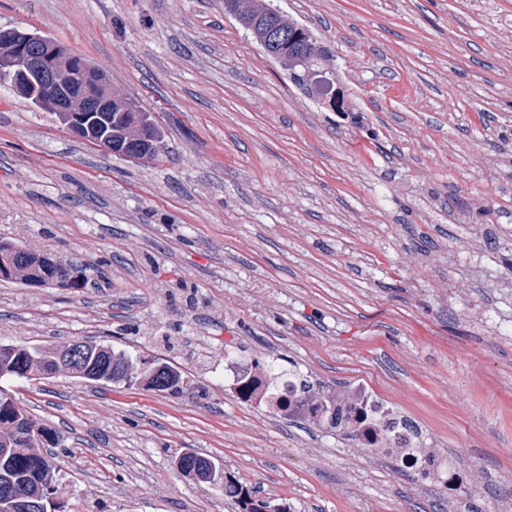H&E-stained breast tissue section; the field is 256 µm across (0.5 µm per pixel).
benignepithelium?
I'll list each match as a JSON object with an SVG mask.
<instances>
[{"mask_svg":"<svg viewBox=\"0 0 512 512\" xmlns=\"http://www.w3.org/2000/svg\"><path fill=\"white\" fill-rule=\"evenodd\" d=\"M63 47L36 32H23V39L0 38V74L23 79L24 92L39 108L54 112L75 136L112 150L102 134L101 114L112 111L124 99L112 93V80L100 67L76 63L62 54ZM50 86L58 93L43 94ZM86 341L76 340L62 349L57 367L68 369L84 361Z\"/></svg>","mask_w":512,"mask_h":512,"instance_id":"obj_1","label":"benign epithelium"}]
</instances>
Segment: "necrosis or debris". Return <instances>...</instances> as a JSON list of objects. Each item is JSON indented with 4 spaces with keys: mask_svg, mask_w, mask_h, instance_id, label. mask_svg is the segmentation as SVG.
I'll list each match as a JSON object with an SVG mask.
<instances>
[{
    "mask_svg": "<svg viewBox=\"0 0 512 512\" xmlns=\"http://www.w3.org/2000/svg\"><path fill=\"white\" fill-rule=\"evenodd\" d=\"M224 378L241 398L267 403L280 417H300L346 438L387 462L395 474H412L427 487L447 485L452 495L467 483L453 456L433 453L435 434L404 407L382 397L368 377H358L339 394L322 383L301 392L287 389L282 378L268 375L254 359L228 353Z\"/></svg>",
    "mask_w": 512,
    "mask_h": 512,
    "instance_id": "obj_1",
    "label": "necrosis or debris"
}]
</instances>
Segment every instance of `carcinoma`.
Listing matches in <instances>:
<instances>
[{"mask_svg": "<svg viewBox=\"0 0 512 512\" xmlns=\"http://www.w3.org/2000/svg\"><path fill=\"white\" fill-rule=\"evenodd\" d=\"M270 14L278 16L286 29V35L280 43V55L282 61L297 73V83L304 86L309 83L322 85L319 66L322 50L317 48L318 42L311 31L287 21L279 12L264 5L262 0H238V21L243 25H249L256 18ZM301 44L310 46V50L295 65L294 55ZM148 119V114L136 105L125 111L113 109L107 123L112 142L125 151L145 146L136 135L135 125ZM1 261L6 262L9 268V279L21 284L33 276L39 277L46 284L59 277H68V288H80L84 284L73 264L63 260L58 268L44 267L41 265V253L11 243H0ZM107 357L112 360V367L105 368L92 378L85 374L84 365L68 370L66 374L88 382H122L133 385L137 383V377L128 373L129 367L142 369L148 364L152 369L144 375L147 387L171 394H177L183 389L181 372L168 363L163 364L162 370L158 372L154 369L157 365L155 361L149 364L145 359L138 360L113 351L107 353ZM29 369L42 373L44 378L60 374V370L56 369L53 351L18 347L12 355H0V379L25 378ZM54 444L52 432L38 425L12 397L0 390V512H27L25 500L36 496L44 504L43 512H58L61 508L58 498L63 491L62 465L59 454L42 452V449ZM180 468L183 475L208 484L212 492L236 499L241 512H288L281 504L256 498L254 492L242 483L229 480L211 459L195 452H186L180 457Z\"/></svg>", "mask_w": 512, "mask_h": 512, "instance_id": "cac0c4a2", "label": "carcinoma"}]
</instances>
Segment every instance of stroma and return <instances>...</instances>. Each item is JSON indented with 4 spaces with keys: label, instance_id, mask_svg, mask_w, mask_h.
I'll return each instance as SVG.
<instances>
[{
    "label": "stroma",
    "instance_id": "1",
    "mask_svg": "<svg viewBox=\"0 0 512 512\" xmlns=\"http://www.w3.org/2000/svg\"><path fill=\"white\" fill-rule=\"evenodd\" d=\"M327 51L351 109L297 86L224 0H0L138 100L164 149L133 161L0 83V241L81 288L0 281V344L90 338L163 360L169 395L61 374L0 382L64 449V512H239L182 477L210 458L288 512H445L347 439L245 404L224 354L356 377L512 494V0H266Z\"/></svg>",
    "mask_w": 512,
    "mask_h": 512
}]
</instances>
